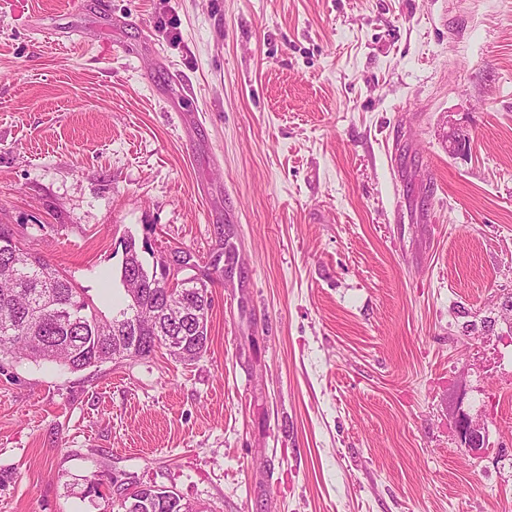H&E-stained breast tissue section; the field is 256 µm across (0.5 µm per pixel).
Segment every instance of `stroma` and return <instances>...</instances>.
Listing matches in <instances>:
<instances>
[{"instance_id":"1","label":"stroma","mask_w":512,"mask_h":512,"mask_svg":"<svg viewBox=\"0 0 512 512\" xmlns=\"http://www.w3.org/2000/svg\"><path fill=\"white\" fill-rule=\"evenodd\" d=\"M92 2L0 0V224L106 315L192 251L211 340L0 358V512H512V0ZM456 436L468 452L480 456L488 450V431L484 424L471 419L466 413H458L455 419ZM146 485L138 483V489ZM183 498L174 490L164 487L146 486L132 493L125 494L118 504L117 512H189V506L182 503Z\"/></svg>"}]
</instances>
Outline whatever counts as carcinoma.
I'll list each match as a JSON object with an SVG mask.
<instances>
[{"mask_svg":"<svg viewBox=\"0 0 512 512\" xmlns=\"http://www.w3.org/2000/svg\"><path fill=\"white\" fill-rule=\"evenodd\" d=\"M17 244L13 229L0 224V357L51 361L77 372L112 361L114 350L148 356L167 346L162 330L182 337L180 345L188 353L199 356L207 350L209 328L195 334L192 324L168 323L160 315L172 303L189 311L212 310L207 283L168 288L164 282H151L138 315H133L126 293L108 317L65 274ZM143 253L134 237L124 239L121 281L140 269L152 271ZM117 512H189V506L173 490L147 486L125 496Z\"/></svg>","mask_w":512,"mask_h":512,"instance_id":"cac0c4a2","label":"carcinoma"}]
</instances>
